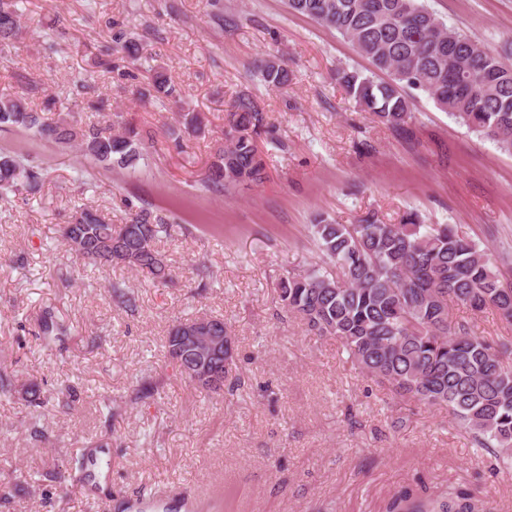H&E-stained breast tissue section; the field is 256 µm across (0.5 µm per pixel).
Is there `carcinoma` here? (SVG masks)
Wrapping results in <instances>:
<instances>
[{"mask_svg":"<svg viewBox=\"0 0 512 512\" xmlns=\"http://www.w3.org/2000/svg\"><path fill=\"white\" fill-rule=\"evenodd\" d=\"M23 0H0V42L12 39ZM290 11L335 29L390 80L375 81L357 71H336V81L364 112L401 129L410 119L408 87L424 93L441 110L476 135L512 153V65L478 40L449 28L424 0H288ZM265 82L284 89L291 73L267 60ZM152 87L162 98L178 95L170 78L154 71ZM0 130L29 132L67 145L100 165L131 167L143 149L134 126L81 125L48 120L25 99L0 95ZM267 132L265 112L241 96L224 118L227 145L216 149L203 187L211 191L258 185L266 161L258 141ZM43 169L27 158L0 152V200L8 193L37 191ZM168 224L142 208L125 224H112L84 207L62 229V242L83 265L121 264L154 286L172 280L156 240ZM310 232L332 268L312 266L279 282L278 297L288 313L319 336H333L367 376L420 404L445 405L474 445L495 448L512 461V347L479 336L465 322L448 320V302L481 312L495 309L512 323V280L503 278L490 256L450 224H386L368 215L358 224H337L318 215ZM110 300L125 309L136 299L122 283L109 285ZM200 322L228 335L224 319L201 316L173 326L166 338L179 375L192 382L176 360L175 337ZM45 344L67 335L49 308L37 319ZM387 512H487L485 503L457 489L436 505L395 497Z\"/></svg>","mask_w":512,"mask_h":512,"instance_id":"obj_1","label":"carcinoma"}]
</instances>
